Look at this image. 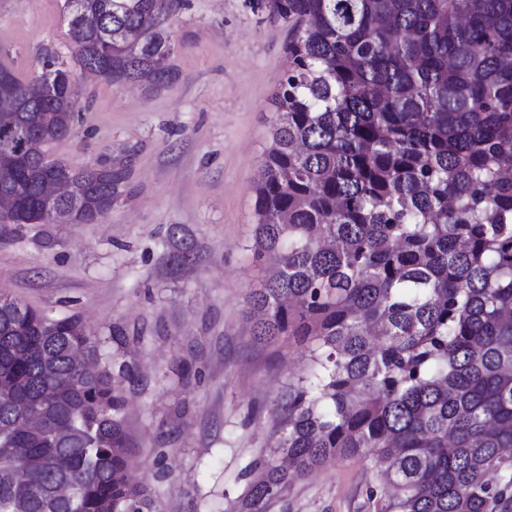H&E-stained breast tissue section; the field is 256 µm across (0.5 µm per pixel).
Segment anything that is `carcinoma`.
Returning <instances> with one entry per match:
<instances>
[{
    "label": "carcinoma",
    "instance_id": "carcinoma-1",
    "mask_svg": "<svg viewBox=\"0 0 512 512\" xmlns=\"http://www.w3.org/2000/svg\"><path fill=\"white\" fill-rule=\"evenodd\" d=\"M181 0H64L80 69L175 78ZM288 22L253 179V332L304 348L238 512L326 462L365 459L373 512H512V0H267ZM0 92V195L44 205L46 147L76 105L47 47ZM34 136L18 144L20 135ZM22 146L25 164L12 161ZM104 216L112 174L82 172ZM0 312V512H160L132 474L131 367L77 316ZM39 417L17 427L19 406Z\"/></svg>",
    "mask_w": 512,
    "mask_h": 512
}]
</instances>
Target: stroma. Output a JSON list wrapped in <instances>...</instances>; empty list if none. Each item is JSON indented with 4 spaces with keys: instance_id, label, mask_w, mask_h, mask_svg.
I'll return each mask as SVG.
<instances>
[{
    "instance_id": "35a3bbf8",
    "label": "stroma",
    "mask_w": 512,
    "mask_h": 512,
    "mask_svg": "<svg viewBox=\"0 0 512 512\" xmlns=\"http://www.w3.org/2000/svg\"><path fill=\"white\" fill-rule=\"evenodd\" d=\"M256 0H184L172 19L176 79L74 76L73 133L50 158L112 166V209L94 224H0V292L94 336L126 331V426L135 472L161 512H233L240 470L269 449L270 414L300 349L255 340L245 297L262 271L246 249L252 179L288 66V24ZM63 0H0V63L29 76L72 43ZM185 236L195 261L171 271ZM173 452L164 475L161 451ZM358 458L292 482L270 512H372Z\"/></svg>"
}]
</instances>
